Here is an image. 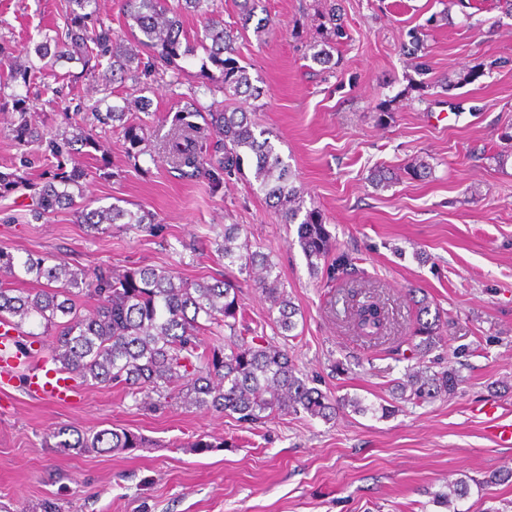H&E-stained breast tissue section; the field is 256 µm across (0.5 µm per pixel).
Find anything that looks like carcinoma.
I'll return each mask as SVG.
<instances>
[{
    "label": "carcinoma",
    "instance_id": "cac0c4a2",
    "mask_svg": "<svg viewBox=\"0 0 512 512\" xmlns=\"http://www.w3.org/2000/svg\"><path fill=\"white\" fill-rule=\"evenodd\" d=\"M69 22L67 40L46 38L34 48L40 59L69 56L87 63L108 59L103 74V93L112 95V85L128 80L139 82L150 75L141 67L140 51L161 61L171 71L169 84L179 85L185 75L181 62L195 56L201 47L208 64L200 70L201 84L210 92H221L228 100L243 97L257 100L264 89L253 83L247 66L240 63L237 41L254 16L252 0H240L237 21L224 23L214 0H123L127 33L112 34V28L95 25L97 0H65ZM192 14L202 20V32L190 41L183 30L181 16ZM330 40L341 42L347 32L340 8L331 5L327 13ZM129 102L92 109L101 125L121 130L127 154L138 163L147 141V124L128 119ZM196 117L202 123L189 118ZM182 133L167 147L169 162L181 175L204 178L219 188L225 182L253 172L256 191L272 202L285 224H295L296 240L309 272L328 288L355 281L360 275L356 258L337 247L327 228L326 217L315 205H306L304 190L294 184L290 165L284 162L265 130H257L247 111H232L214 102L204 107L197 99L187 106L181 118ZM220 139L207 145L210 131ZM22 145L47 143L55 155L71 144L33 126L27 112H19L12 129ZM84 172L76 168L60 180L47 181L38 190L37 219L58 209L74 208L78 223L88 231L104 233L114 224H130L154 232L151 214L133 212L116 203L90 208L76 205L71 187ZM224 264L254 275L257 287L269 305V316L278 334L287 338L296 328L298 308L288 297L286 287L269 255L253 246L240 224L224 225L223 234L214 239ZM0 276L22 281L29 277L41 284L37 290L23 291L0 283V320L18 328L29 326L25 335L54 337L51 359L72 377L100 385H121L132 398L175 400L186 408L237 414L243 421H259L274 415L307 414L327 421L345 400H332L308 381L296 375L288 351L260 344L257 337L247 341L238 336L241 306L232 281L190 282L168 267L143 266L114 270L97 268L91 272L71 268L61 259L49 265L42 256H18L0 249ZM97 296L100 305L87 313L77 303L82 297ZM349 322L357 335L376 339L387 329V317L374 297L360 289L346 294ZM415 325L407 344L412 350L428 354L437 347L448 323L431 314L427 297L414 301ZM229 332L231 342L202 348L200 333L206 324ZM459 376L455 369L428 373L416 370L396 387L399 398L423 402L455 393ZM58 445L79 453L100 448L133 450L147 448L140 434L123 428L86 433L63 428L53 432ZM468 484L461 480L449 492L436 497L447 506L467 495Z\"/></svg>",
    "mask_w": 512,
    "mask_h": 512
}]
</instances>
